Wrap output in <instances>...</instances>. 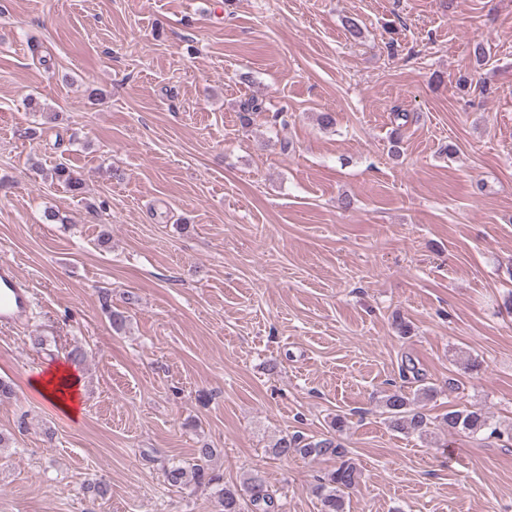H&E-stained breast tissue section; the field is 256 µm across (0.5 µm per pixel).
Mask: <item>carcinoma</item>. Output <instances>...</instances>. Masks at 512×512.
I'll list each match as a JSON object with an SVG mask.
<instances>
[{"mask_svg":"<svg viewBox=\"0 0 512 512\" xmlns=\"http://www.w3.org/2000/svg\"><path fill=\"white\" fill-rule=\"evenodd\" d=\"M47 176L74 193L81 192L83 188L81 177L63 163L50 169ZM435 394L436 389L429 386L418 388L411 398L397 391L388 394L384 399V407L389 414L390 427L400 433L419 436L427 434L430 421L422 411L421 403L432 399ZM443 424L450 432L463 431L476 435L482 433L488 439L502 436L500 427L478 410H450L443 417ZM272 452L280 458L299 454L315 459H336V469L321 479L315 492L321 502V512H348L345 490L356 486L360 473L355 463L347 458L346 448L337 437L323 435L305 438L300 434L285 435L277 440ZM214 454L215 449L207 445L196 449L198 463L171 465L165 470L167 483L179 488L199 484L215 486L217 512H244L246 508L250 512H275L277 505L274 494L260 476L253 475L248 478V504L244 506L237 491L224 487L221 475L200 465L201 461L210 460Z\"/></svg>","mask_w":512,"mask_h":512,"instance_id":"obj_1","label":"carcinoma"}]
</instances>
